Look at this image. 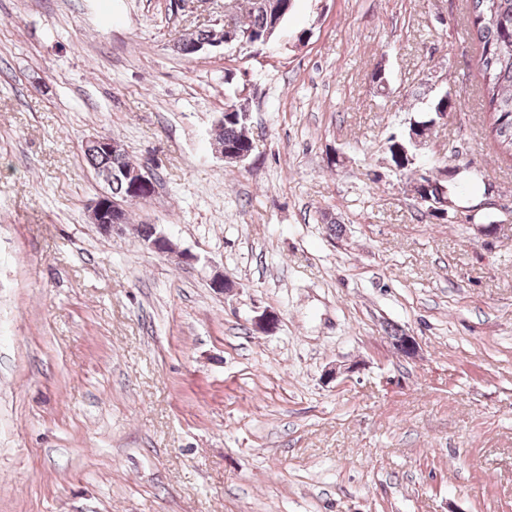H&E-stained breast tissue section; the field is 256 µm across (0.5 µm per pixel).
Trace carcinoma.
Returning a JSON list of instances; mask_svg holds the SVG:
<instances>
[{"mask_svg": "<svg viewBox=\"0 0 512 512\" xmlns=\"http://www.w3.org/2000/svg\"><path fill=\"white\" fill-rule=\"evenodd\" d=\"M471 16V39L479 49L478 69L481 92L490 118V134L500 152L512 161V0H466ZM240 14L234 19L240 39L261 43L265 34L275 36V23L288 17L285 9L275 12L260 0H244L238 6ZM218 29L204 27L179 39L175 50L182 56L194 54V45L216 36ZM253 139L242 118L234 112L224 115V123L215 135L220 150L247 152ZM86 162L98 183L112 171V182L106 186L112 199L123 202L129 189L122 172L135 166L127 152L104 156L93 149H83Z\"/></svg>", "mask_w": 512, "mask_h": 512, "instance_id": "cac0c4a2", "label": "carcinoma"}]
</instances>
